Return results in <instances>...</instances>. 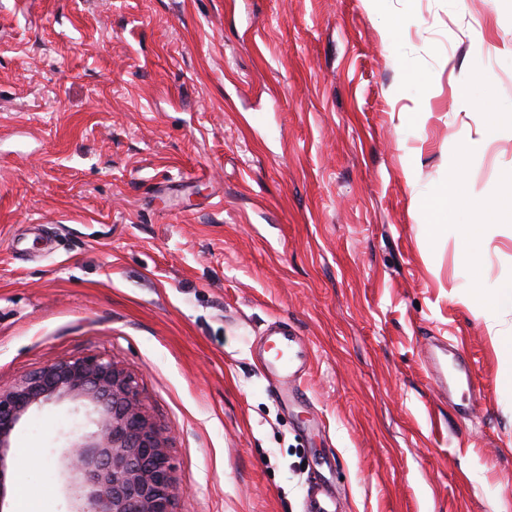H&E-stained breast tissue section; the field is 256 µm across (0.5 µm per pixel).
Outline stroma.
<instances>
[{"mask_svg": "<svg viewBox=\"0 0 512 512\" xmlns=\"http://www.w3.org/2000/svg\"><path fill=\"white\" fill-rule=\"evenodd\" d=\"M480 68L512 104V0H0V387L88 355L135 378L169 436L173 512H512V396L453 243L444 180ZM512 135L475 150L493 193ZM512 274V228L486 239ZM293 327L303 403L257 340ZM439 336L483 387L469 414L425 363ZM81 402L32 406L0 512H71Z\"/></svg>", "mask_w": 512, "mask_h": 512, "instance_id": "stroma-1", "label": "stroma"}]
</instances>
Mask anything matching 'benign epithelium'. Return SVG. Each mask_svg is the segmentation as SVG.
<instances>
[{"mask_svg":"<svg viewBox=\"0 0 512 512\" xmlns=\"http://www.w3.org/2000/svg\"><path fill=\"white\" fill-rule=\"evenodd\" d=\"M63 396L87 401L97 414L96 431L62 455L64 470L82 479L75 512H173L177 486L168 438L141 402L135 379L110 357L54 364L0 389V465L21 417Z\"/></svg>","mask_w":512,"mask_h":512,"instance_id":"benign-epithelium-1","label":"benign epithelium"}]
</instances>
